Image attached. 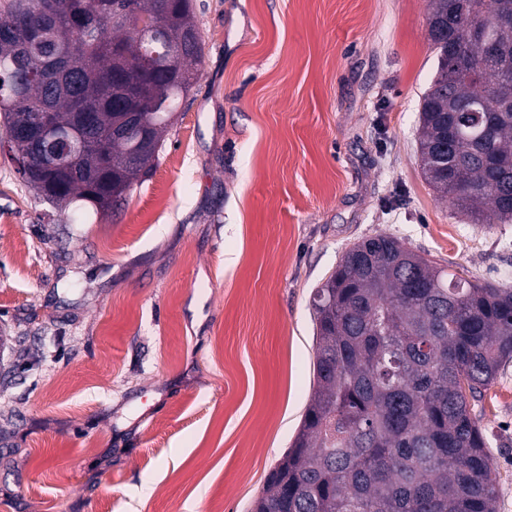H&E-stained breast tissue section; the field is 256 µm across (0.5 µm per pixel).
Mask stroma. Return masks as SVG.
<instances>
[{"mask_svg":"<svg viewBox=\"0 0 512 512\" xmlns=\"http://www.w3.org/2000/svg\"><path fill=\"white\" fill-rule=\"evenodd\" d=\"M198 78L116 213L0 156V512H251L313 385L310 295L389 234L512 286V224L426 183L428 0H194ZM480 424L512 512V362ZM149 495H142L143 486Z\"/></svg>","mask_w":512,"mask_h":512,"instance_id":"35a3bbf8","label":"stroma"}]
</instances>
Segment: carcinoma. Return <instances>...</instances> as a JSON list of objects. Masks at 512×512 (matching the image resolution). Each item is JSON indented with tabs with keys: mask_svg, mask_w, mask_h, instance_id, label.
Masks as SVG:
<instances>
[{
	"mask_svg": "<svg viewBox=\"0 0 512 512\" xmlns=\"http://www.w3.org/2000/svg\"><path fill=\"white\" fill-rule=\"evenodd\" d=\"M45 18L27 48L16 13ZM137 25L92 0H0V118L91 116L72 173L44 197L60 211L118 210L163 148L201 62L193 0H130ZM437 64L418 151L437 197L471 224L512 223V0H429ZM496 54L486 57V43ZM313 395L252 512H495L497 467L474 406L512 361V288L460 276L378 234L345 249L310 298Z\"/></svg>",
	"mask_w": 512,
	"mask_h": 512,
	"instance_id": "1",
	"label": "carcinoma"
}]
</instances>
